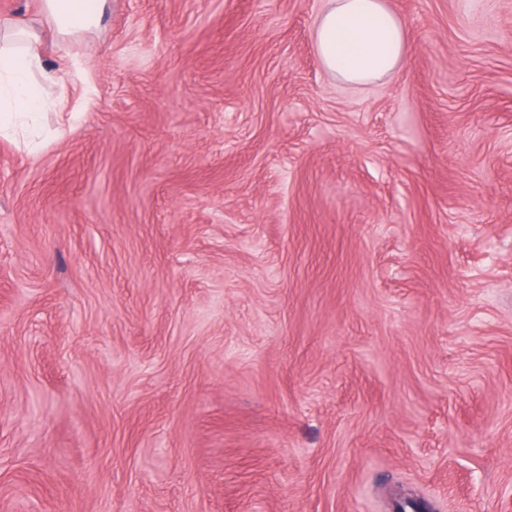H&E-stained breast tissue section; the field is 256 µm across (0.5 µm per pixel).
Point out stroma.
<instances>
[{
    "mask_svg": "<svg viewBox=\"0 0 512 512\" xmlns=\"http://www.w3.org/2000/svg\"><path fill=\"white\" fill-rule=\"evenodd\" d=\"M108 0L0 138V512H512V0ZM314 43L331 74L356 86L397 72L408 54L403 24L385 0H328Z\"/></svg>",
    "mask_w": 512,
    "mask_h": 512,
    "instance_id": "35a3bbf8",
    "label": "stroma"
}]
</instances>
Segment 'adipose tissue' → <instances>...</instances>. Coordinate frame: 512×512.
<instances>
[{"instance_id":"ef3b65f1","label":"adipose tissue","mask_w":512,"mask_h":512,"mask_svg":"<svg viewBox=\"0 0 512 512\" xmlns=\"http://www.w3.org/2000/svg\"><path fill=\"white\" fill-rule=\"evenodd\" d=\"M107 0H41L58 39L98 28ZM314 43L324 66L339 81L367 85L400 70L408 51L404 27L385 0H328ZM59 67L45 61L40 35L27 24L0 30V136L28 127L52 108L44 87L57 85Z\"/></svg>"}]
</instances>
